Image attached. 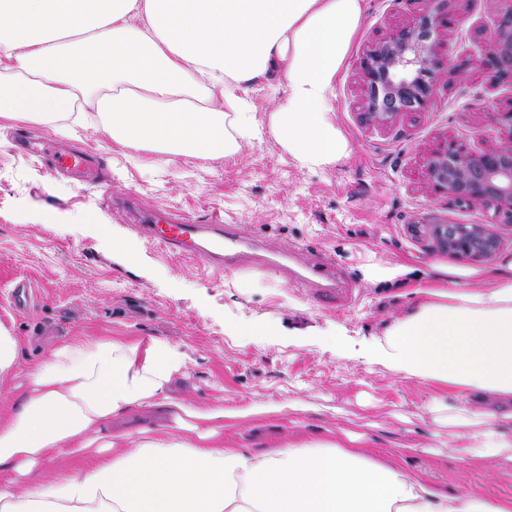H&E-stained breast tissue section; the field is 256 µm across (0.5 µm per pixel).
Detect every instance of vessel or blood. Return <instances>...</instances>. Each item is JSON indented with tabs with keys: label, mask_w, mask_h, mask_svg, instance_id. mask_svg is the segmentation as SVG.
I'll return each instance as SVG.
<instances>
[{
	"label": "vessel or blood",
	"mask_w": 512,
	"mask_h": 512,
	"mask_svg": "<svg viewBox=\"0 0 512 512\" xmlns=\"http://www.w3.org/2000/svg\"><path fill=\"white\" fill-rule=\"evenodd\" d=\"M51 156L57 168L68 171L83 184L101 185L100 166L93 164L85 155L55 149ZM139 231L165 252L200 258L208 267L217 270L237 268L244 259L252 262L258 269L264 268L266 263V257L260 248L249 240L244 243V251L226 253L224 241L232 236L233 227L218 218L203 223L188 217L163 223L152 221L140 225ZM285 273L288 283L293 287H317L322 301L333 302L345 296L344 290L336 286V271L329 258H321L303 271L286 268Z\"/></svg>",
	"instance_id": "obj_1"
}]
</instances>
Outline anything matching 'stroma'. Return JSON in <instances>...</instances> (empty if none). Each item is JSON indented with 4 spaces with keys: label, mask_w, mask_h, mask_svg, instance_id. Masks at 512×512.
I'll list each match as a JSON object with an SVG mask.
<instances>
[{
    "label": "stroma",
    "mask_w": 512,
    "mask_h": 512,
    "mask_svg": "<svg viewBox=\"0 0 512 512\" xmlns=\"http://www.w3.org/2000/svg\"><path fill=\"white\" fill-rule=\"evenodd\" d=\"M506 0H458L451 27L436 35L440 72L430 104L388 124H364L360 61L379 38L414 22L424 10L446 12L445 0H366L359 29L336 80L331 105L349 153L335 164L308 166L271 133L242 141L238 154L209 159L155 155L122 147L78 128L60 135L48 125L0 117V326L19 340V368L0 385L13 400L28 389L30 363L85 337L161 341L185 359L167 386V400L113 418L116 433L174 425L168 399L224 409V445L257 451L284 443H322L348 431L371 454L409 472H426L439 490L512 496V466L495 457L472 465L448 450L454 430L435 415L456 404L453 389L398 375L361 356L394 319L420 302L414 284L436 266L461 289L482 287L492 261L474 263L438 248V224H483L512 259V222L494 207L454 204L429 188L424 161L456 140L472 151L512 133L499 114L512 108V84L479 67ZM60 138L102 157L110 173L101 188L53 176L39 158L18 152L12 136ZM135 198L145 216H223L240 237L265 252L292 253V265L331 258L353 293L342 308L287 287L267 270L209 268L174 258L141 236L119 200ZM126 242L112 247L113 236ZM403 264L394 280L377 267ZM31 301L14 307L19 282Z\"/></svg>",
    "instance_id": "1"
}]
</instances>
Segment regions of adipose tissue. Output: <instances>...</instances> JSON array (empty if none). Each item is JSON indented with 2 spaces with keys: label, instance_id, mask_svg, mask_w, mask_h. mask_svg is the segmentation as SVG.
Here are the masks:
<instances>
[{
  "label": "adipose tissue",
  "instance_id": "adipose-tissue-1",
  "mask_svg": "<svg viewBox=\"0 0 512 512\" xmlns=\"http://www.w3.org/2000/svg\"><path fill=\"white\" fill-rule=\"evenodd\" d=\"M362 14L363 0H0V116L82 123L161 157H226L262 134L247 87L279 71L271 133L301 162L329 165L348 153L330 98ZM424 294L364 359L458 391L457 459L512 463V260L484 288ZM181 363L159 341L105 338L28 365V394L0 413V512H512L509 497L439 492L349 434L225 447L223 410L188 401L174 404V432L103 433L163 397ZM62 451L73 467L34 480Z\"/></svg>",
  "mask_w": 512,
  "mask_h": 512
}]
</instances>
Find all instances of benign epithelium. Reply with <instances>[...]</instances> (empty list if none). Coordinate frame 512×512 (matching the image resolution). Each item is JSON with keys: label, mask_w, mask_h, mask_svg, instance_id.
Instances as JSON below:
<instances>
[{"label": "benign epithelium", "mask_w": 512, "mask_h": 512, "mask_svg": "<svg viewBox=\"0 0 512 512\" xmlns=\"http://www.w3.org/2000/svg\"><path fill=\"white\" fill-rule=\"evenodd\" d=\"M454 13L427 10L412 24L396 29L366 51L361 80L366 106L363 119L384 125L403 112H415L432 98L440 62L434 35L452 23ZM482 68L499 81H512V5L501 10L490 37ZM427 184L458 203L495 206L512 220V138L499 146L473 152L449 140L425 162ZM438 246L472 261L494 257L498 238L481 224H440L434 229Z\"/></svg>", "instance_id": "obj_1"}]
</instances>
